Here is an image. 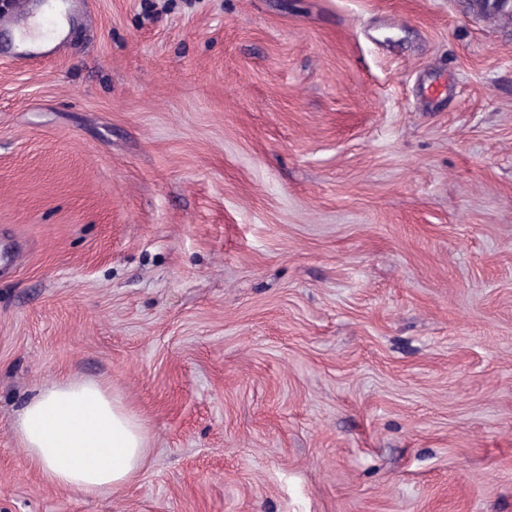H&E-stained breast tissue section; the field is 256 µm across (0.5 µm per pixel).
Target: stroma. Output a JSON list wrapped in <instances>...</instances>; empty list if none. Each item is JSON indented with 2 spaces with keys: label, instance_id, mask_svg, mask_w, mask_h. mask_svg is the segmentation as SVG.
<instances>
[{
  "label": "stroma",
  "instance_id": "obj_1",
  "mask_svg": "<svg viewBox=\"0 0 512 512\" xmlns=\"http://www.w3.org/2000/svg\"><path fill=\"white\" fill-rule=\"evenodd\" d=\"M87 0L0 30V512H512V2ZM139 419L45 481L32 396ZM15 431L46 481L87 496L131 483L145 456L141 424L94 382L64 379L39 392Z\"/></svg>",
  "mask_w": 512,
  "mask_h": 512
}]
</instances>
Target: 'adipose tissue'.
<instances>
[{"label": "adipose tissue", "mask_w": 512, "mask_h": 512, "mask_svg": "<svg viewBox=\"0 0 512 512\" xmlns=\"http://www.w3.org/2000/svg\"><path fill=\"white\" fill-rule=\"evenodd\" d=\"M15 431L46 481L87 496L131 483L145 456L141 424L94 382L64 379L39 392Z\"/></svg>", "instance_id": "adipose-tissue-1"}]
</instances>
